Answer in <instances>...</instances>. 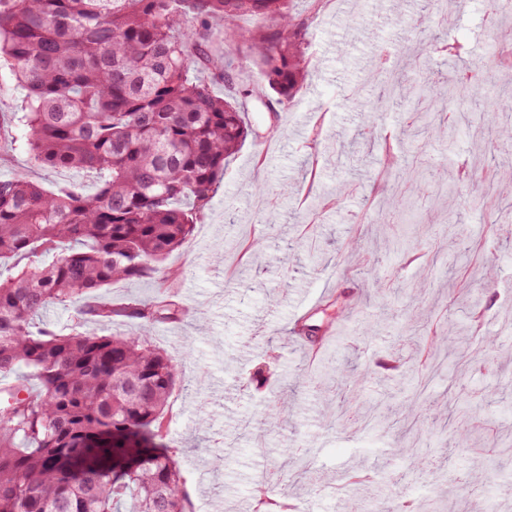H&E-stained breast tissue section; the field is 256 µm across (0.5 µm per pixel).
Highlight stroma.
Returning a JSON list of instances; mask_svg holds the SVG:
<instances>
[{"label": "stroma", "instance_id": "obj_1", "mask_svg": "<svg viewBox=\"0 0 512 512\" xmlns=\"http://www.w3.org/2000/svg\"><path fill=\"white\" fill-rule=\"evenodd\" d=\"M424 0H392L377 9L375 0H294L297 19L307 25L309 75L291 102L270 109L253 103L255 128L229 158L218 189L192 236L160 266L158 275L120 281L96 299L120 306L150 304L173 296L184 312L159 324L152 343L179 364V384L166 409L167 442L177 452L191 512H255L252 488L263 471L273 476L272 494L300 512H342L346 492L330 476L350 462L385 456L379 480L387 504L408 493L427 494L436 480L447 485L466 478L471 454L451 451L458 418L451 407L466 401L480 415L472 447H497L512 437V203L498 197L512 182V154L501 152L493 136L473 140L459 131L452 147L427 136L424 122L407 112H389L378 122L381 139L361 137L367 113L346 95L374 54L383 52L392 69L403 67V52L417 53L432 34L445 32L467 43L475 62L487 66L491 36L484 20L485 0H448L428 13ZM25 92L13 68L0 59V179L26 171L52 190L73 184L94 191L95 174L31 165L26 130L19 117ZM400 147V160L432 158L436 174L467 164V188L449 196L427 186L416 214L421 246L416 256H385V237L401 233L390 204V182H377L383 163V136ZM351 185L344 207H335L338 182ZM263 196H256V186ZM265 250L253 255L254 239ZM360 248L350 252V239ZM500 255V271L478 286L474 274L489 254ZM345 296L355 314L330 352L346 367L344 381L328 397L304 389V375L320 371L295 342L296 319L325 327L330 306ZM480 313L472 343L497 337L491 357L459 346L450 359L429 365L413 341L419 325L451 336ZM37 324L70 332L129 334L137 320L114 318L99 327L79 323L73 308L53 307ZM274 351L273 385L297 392L276 429L264 425L271 397L243 385L241 376L259 367ZM413 365L412 386L431 396L433 414L418 420V446L432 457L437 474L419 475L395 457L405 431L400 417L404 393H396L383 428L365 429L357 418L375 403L396 376L380 361ZM461 362L465 376L448 379L449 361ZM219 448L225 464L214 471L209 452ZM309 451L313 479L291 474L288 457Z\"/></svg>", "mask_w": 512, "mask_h": 512}]
</instances>
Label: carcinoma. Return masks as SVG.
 <instances>
[{"label": "carcinoma", "mask_w": 512, "mask_h": 512, "mask_svg": "<svg viewBox=\"0 0 512 512\" xmlns=\"http://www.w3.org/2000/svg\"><path fill=\"white\" fill-rule=\"evenodd\" d=\"M291 0H0V54L26 91L27 153L35 166L97 174L98 189L46 190L25 175L0 180V512H188L175 450L163 444L164 415L179 368L148 336L176 319V304L96 305L90 297L117 281L159 272L204 216L225 161L246 140L257 99L229 54L215 43L246 44L282 103L303 84L309 61L306 26ZM242 16L272 26L242 30ZM493 63L512 71V26L493 25ZM442 57L453 77L437 85L431 63ZM470 48L438 36L424 60L385 81L376 56L359 85L373 111L417 112L436 92L453 100L486 84L468 64ZM227 90L216 95L212 84ZM405 188L395 208L414 212L418 168L391 162ZM418 229L391 239L387 253L418 248ZM47 251L57 252L50 264ZM52 306H73L102 325L115 316L140 320L139 333L64 334L33 319ZM448 336L424 338L433 355ZM477 412L463 409L456 446H467ZM406 462L431 460L411 440ZM482 454L470 481L503 466ZM384 458L336 480L384 493ZM270 475L257 480L256 512H285ZM398 512H447L441 496L410 494Z\"/></svg>", "instance_id": "carcinoma-1"}]
</instances>
